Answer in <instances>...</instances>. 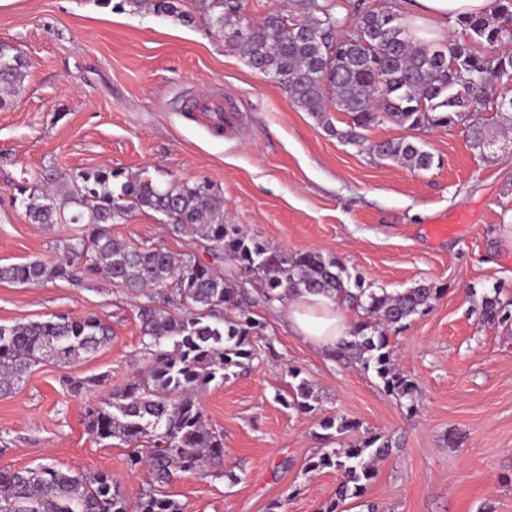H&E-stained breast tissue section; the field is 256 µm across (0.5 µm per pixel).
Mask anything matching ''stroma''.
Listing matches in <instances>:
<instances>
[{
  "label": "stroma",
  "instance_id": "stroma-1",
  "mask_svg": "<svg viewBox=\"0 0 512 512\" xmlns=\"http://www.w3.org/2000/svg\"><path fill=\"white\" fill-rule=\"evenodd\" d=\"M0 43L26 56L28 76L0 108V264L57 260L65 224H33L17 187L75 185L81 172L195 183L224 194V221L291 253L339 262L347 285L395 295L420 284L438 297L390 332L397 371L416 386V410L385 392L374 372L294 336L280 309L255 306L268 341L224 384L200 396L224 435V472L186 473L169 488L184 512H319L334 496L333 469L306 472L338 416L389 436L361 500L344 512H512V325L483 321V296L512 302V155L480 156L464 126L407 131L386 122L370 141L412 137L434 156L418 170L346 145L298 108L273 76L253 70L203 23L104 7L97 0H0ZM237 104L241 120L214 133L200 99ZM436 220L454 234L431 237ZM113 238L210 260L209 244L149 210L112 224ZM137 299L106 275L41 285L0 282V324L94 314L112 342L68 365L45 361L0 397V469L49 458L65 469L111 473L129 502L148 480L127 445L97 441L86 413L145 368ZM318 401L285 407L289 369ZM98 378L82 395L69 378Z\"/></svg>",
  "mask_w": 512,
  "mask_h": 512
}]
</instances>
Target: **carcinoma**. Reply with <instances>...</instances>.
I'll use <instances>...</instances> for the list:
<instances>
[{
  "label": "carcinoma",
  "mask_w": 512,
  "mask_h": 512,
  "mask_svg": "<svg viewBox=\"0 0 512 512\" xmlns=\"http://www.w3.org/2000/svg\"><path fill=\"white\" fill-rule=\"evenodd\" d=\"M182 0H119V8L172 17L183 24L201 18L209 32L240 50L257 72L273 75L295 105L309 112L342 142L380 159L396 160L420 170L434 156L408 138L368 142L366 132L384 120L409 130L424 127L467 128L471 147L498 143L491 127L512 126V0H492L491 10L458 18L464 40L417 42L405 15L380 3L364 2L351 16H341L336 0H294L297 18L279 13L252 25L242 16L244 0H195L197 14L178 6ZM486 42L500 54L487 58L475 46ZM454 61L456 67L448 66ZM27 63L13 47L0 44V108L22 87ZM508 100L509 108L496 102ZM349 115L335 127L328 106ZM95 169L80 174L81 184L57 189L17 188L18 201L34 224L75 225L62 254L53 263L34 259L0 265V281L37 284L73 280L77 274L104 273L132 294L145 293L138 306L146 372L110 392L89 411L90 429L100 440L118 438L136 444L130 465L142 464L149 489L135 512H183L164 491L180 474L224 470L221 435L207 422L200 395L222 383L256 357V342L266 325L248 307H271L302 291L330 296L343 292L368 315L336 344V357L373 371L388 392L413 400V384L395 371L393 349L383 327L404 325L431 307L436 289L418 285L397 294L350 292L334 259L313 252L292 253L247 236L224 223V195L206 182L190 185L148 178H128ZM72 209L65 216L66 209ZM133 209H147L178 230L190 229L211 243L215 261L232 260L260 282L259 292L238 288L224 273L196 259L177 257L154 245L134 247L109 233L107 225ZM171 287L186 311L175 314L162 297ZM487 322L506 323L512 312L496 297L478 305ZM112 339V328L88 314L0 325V396L12 394L32 366L52 360L70 364L96 353ZM292 398L284 405L301 412L314 409L311 382L299 369ZM332 444L357 426L329 416L319 421ZM393 448L381 434L358 442L323 448L306 463V472L336 470V497L320 512H337L348 500L363 496L376 475L378 461ZM0 512H129L119 486L108 472H77L46 461L34 467L0 469Z\"/></svg>",
  "instance_id": "obj_1"
}]
</instances>
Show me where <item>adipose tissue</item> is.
I'll use <instances>...</instances> for the list:
<instances>
[{"label":"adipose tissue","instance_id":"adipose-tissue-1","mask_svg":"<svg viewBox=\"0 0 512 512\" xmlns=\"http://www.w3.org/2000/svg\"><path fill=\"white\" fill-rule=\"evenodd\" d=\"M491 0H410L408 14L414 19L417 39H427L429 31L439 30L445 18L488 10ZM353 314L342 297L304 292L286 302L284 320L296 336L319 350L334 349L346 335Z\"/></svg>","mask_w":512,"mask_h":512}]
</instances>
